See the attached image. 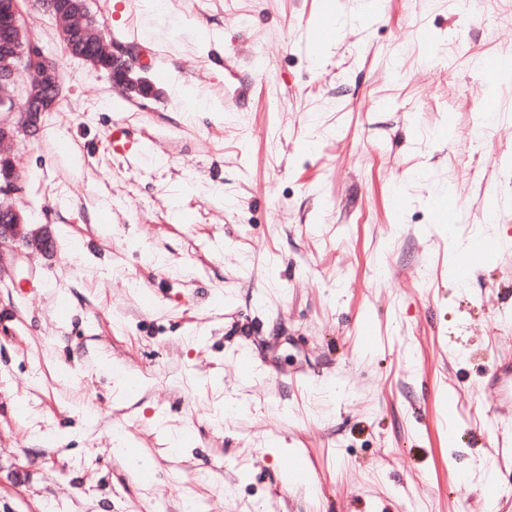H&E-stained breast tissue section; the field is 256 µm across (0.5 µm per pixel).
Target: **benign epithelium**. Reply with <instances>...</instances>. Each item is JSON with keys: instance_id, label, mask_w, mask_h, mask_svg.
<instances>
[{"instance_id": "obj_1", "label": "benign epithelium", "mask_w": 512, "mask_h": 512, "mask_svg": "<svg viewBox=\"0 0 512 512\" xmlns=\"http://www.w3.org/2000/svg\"><path fill=\"white\" fill-rule=\"evenodd\" d=\"M58 31L65 34L64 42L71 55L83 61L91 54H103L112 62V84L126 93L141 97L150 95L149 86L141 78H133L135 58L132 51L120 48L105 36H93L84 24L87 10L83 0H41ZM4 21L0 22V113L16 108L13 96L4 94L10 86L22 85L23 104L17 125L0 122V195H12L19 190L11 146L19 131L38 127L41 117L52 110L60 93L59 72L55 63L33 40L21 43L22 28L19 0H0ZM24 237L23 219L15 209L0 208V243Z\"/></svg>"}]
</instances>
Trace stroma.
Here are the masks:
<instances>
[{
    "mask_svg": "<svg viewBox=\"0 0 512 512\" xmlns=\"http://www.w3.org/2000/svg\"><path fill=\"white\" fill-rule=\"evenodd\" d=\"M366 2L89 0L158 50L143 99L20 0L61 93L12 150L53 248L0 256V512H512L479 430L512 355V0ZM464 202L511 243L466 268ZM108 141L112 152L132 167L150 158L151 146L143 138H131L129 131L120 123L109 129Z\"/></svg>",
    "mask_w": 512,
    "mask_h": 512,
    "instance_id": "stroma-1",
    "label": "stroma"
}]
</instances>
